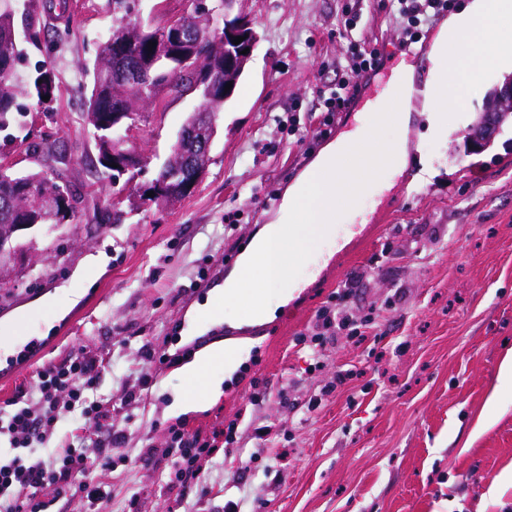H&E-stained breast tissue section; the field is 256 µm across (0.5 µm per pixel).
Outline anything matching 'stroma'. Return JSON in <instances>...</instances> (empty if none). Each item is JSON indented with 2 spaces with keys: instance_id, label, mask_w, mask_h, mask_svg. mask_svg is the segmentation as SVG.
I'll return each mask as SVG.
<instances>
[{
  "instance_id": "stroma-1",
  "label": "stroma",
  "mask_w": 512,
  "mask_h": 512,
  "mask_svg": "<svg viewBox=\"0 0 512 512\" xmlns=\"http://www.w3.org/2000/svg\"><path fill=\"white\" fill-rule=\"evenodd\" d=\"M468 0H451L421 40L402 48L405 25L390 0H237L257 40L230 100L216 115L210 162L195 191L170 207L123 202L122 223L97 221L129 188L151 183L200 104L196 92L163 91L118 129L141 163L111 181L97 163L85 118L88 67L113 27L128 19L159 26L188 10V0H67L38 6L41 49L16 63L27 85L47 61L56 89L50 102L22 93L17 122L0 128V166L25 176L41 170L33 144L50 141L57 170L80 197L68 223L20 232L0 259V353L24 336L46 347L0 374V403L44 362L85 348L108 365L98 397L118 404L140 368L147 341L178 363L161 366L142 403L116 414L127 451L165 446V427L182 420L211 432L237 421L236 441L208 465L203 496L179 500L165 485L166 465L115 461L88 483L111 486L91 512H125L139 495L143 512H512V392H497L512 348V128L480 154L464 137L482 111L483 90L448 130L429 128L424 88L430 54L444 24ZM377 50L383 68L357 76L360 93L338 115L332 137L372 105L401 60L413 61L411 121L396 127L407 164L390 187L360 197L366 221L334 225L318 260L273 300V319L223 316L199 322L200 309L237 268L240 250L278 211L285 189L310 159L292 135L324 115L347 52ZM367 318L361 335L327 342L313 358L310 327L321 307ZM234 365L212 368L219 394L189 384L181 367L211 346ZM346 382L337 385V374ZM194 410L174 417L180 395ZM316 409H309V402ZM273 424V441L254 429Z\"/></svg>"
}]
</instances>
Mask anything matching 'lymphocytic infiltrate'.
Listing matches in <instances>:
<instances>
[{
  "mask_svg": "<svg viewBox=\"0 0 512 512\" xmlns=\"http://www.w3.org/2000/svg\"><path fill=\"white\" fill-rule=\"evenodd\" d=\"M142 366L136 384L125 389L118 407L135 408L151 381V370L168 365L173 357L145 342L139 349ZM105 371L102 356L78 350L60 360L42 365L34 375V389L17 387L0 406V436H7L10 448L0 458V512H51L58 497L77 495L87 505L111 499L105 487L83 482L91 470L108 469L114 457L124 454L126 437L112 425L110 405L95 399ZM80 412L85 423L81 433L72 435L51 458L34 454L33 444L45 443L59 420ZM238 428L237 421L214 428L211 435L188 431L185 424H169V444L163 452L145 446L135 457L137 463L152 465L157 456L167 461L169 489L182 496L200 481L206 464L216 457L226 437Z\"/></svg>",
  "mask_w": 512,
  "mask_h": 512,
  "instance_id": "obj_1",
  "label": "lymphocytic infiltrate"
}]
</instances>
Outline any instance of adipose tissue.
Wrapping results in <instances>:
<instances>
[{"label": "adipose tissue", "mask_w": 512, "mask_h": 512, "mask_svg": "<svg viewBox=\"0 0 512 512\" xmlns=\"http://www.w3.org/2000/svg\"><path fill=\"white\" fill-rule=\"evenodd\" d=\"M512 0H469L431 53L437 78L425 90L431 129L452 126L469 105L467 88L482 84L487 63L512 68Z\"/></svg>", "instance_id": "ef3b65f1"}]
</instances>
